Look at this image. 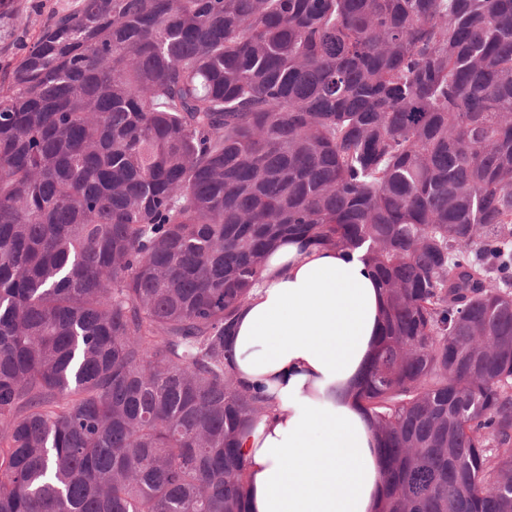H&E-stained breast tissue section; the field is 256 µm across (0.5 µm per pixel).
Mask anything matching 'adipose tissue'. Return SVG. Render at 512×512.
<instances>
[{"label": "adipose tissue", "mask_w": 512, "mask_h": 512, "mask_svg": "<svg viewBox=\"0 0 512 512\" xmlns=\"http://www.w3.org/2000/svg\"><path fill=\"white\" fill-rule=\"evenodd\" d=\"M383 309L361 252L299 236L267 252L227 340L238 378L275 404L241 440L247 512H378L384 464L357 386Z\"/></svg>", "instance_id": "adipose-tissue-1"}]
</instances>
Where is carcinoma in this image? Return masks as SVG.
Wrapping results in <instances>:
<instances>
[{
    "label": "carcinoma",
    "mask_w": 512,
    "mask_h": 512,
    "mask_svg": "<svg viewBox=\"0 0 512 512\" xmlns=\"http://www.w3.org/2000/svg\"><path fill=\"white\" fill-rule=\"evenodd\" d=\"M364 246L381 512H512V0H74L0 79V512H245L227 338Z\"/></svg>",
    "instance_id": "1"
}]
</instances>
